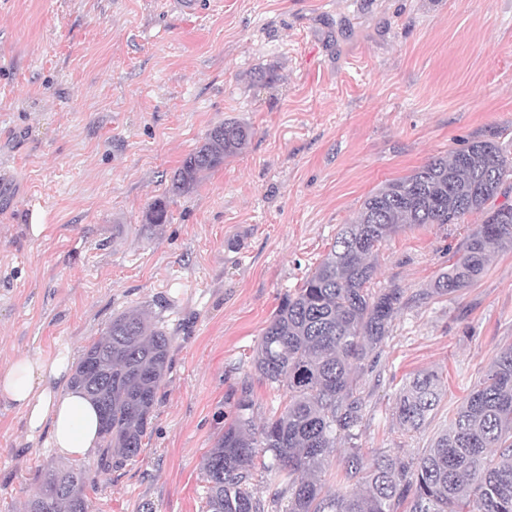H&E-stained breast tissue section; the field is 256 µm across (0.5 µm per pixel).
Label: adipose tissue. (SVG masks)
Masks as SVG:
<instances>
[{"instance_id":"adipose-tissue-1","label":"adipose tissue","mask_w":512,"mask_h":512,"mask_svg":"<svg viewBox=\"0 0 512 512\" xmlns=\"http://www.w3.org/2000/svg\"><path fill=\"white\" fill-rule=\"evenodd\" d=\"M71 350L59 346L46 357L21 354L0 367V398L20 415L28 442L56 454L82 459L98 448L99 414L73 385Z\"/></svg>"}]
</instances>
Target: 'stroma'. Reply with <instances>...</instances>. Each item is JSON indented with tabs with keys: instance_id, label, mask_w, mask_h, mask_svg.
Wrapping results in <instances>:
<instances>
[{
	"instance_id": "35a3bbf8",
	"label": "stroma",
	"mask_w": 512,
	"mask_h": 512,
	"mask_svg": "<svg viewBox=\"0 0 512 512\" xmlns=\"http://www.w3.org/2000/svg\"><path fill=\"white\" fill-rule=\"evenodd\" d=\"M228 120L248 147L172 193ZM477 140L512 153V0H0V365L83 355L132 309L171 338L140 454L82 461L102 472L90 512H201V459L242 388L259 422L283 399L252 356L284 294L370 193ZM480 221L379 247L375 285L406 303L362 376L366 450L421 454L512 345V251L454 297H419ZM421 370L444 395L404 436L393 400ZM63 462L0 399V512Z\"/></svg>"
}]
</instances>
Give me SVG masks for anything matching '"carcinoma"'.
Here are the masks:
<instances>
[{
    "label": "carcinoma",
    "mask_w": 512,
    "mask_h": 512,
    "mask_svg": "<svg viewBox=\"0 0 512 512\" xmlns=\"http://www.w3.org/2000/svg\"><path fill=\"white\" fill-rule=\"evenodd\" d=\"M250 139L249 127L237 121L214 127L174 173L173 190L190 191L201 174L242 153ZM511 179L512 157L494 142L476 141L365 198L264 328L253 367L259 380L284 389L286 401L257 426L251 393L241 392L224 433L202 457L204 512H398L403 504L405 512H512V346L495 355L418 458L369 457L359 429L360 374L377 362L403 305L401 289L370 288L379 246L407 227L458 224L481 214L456 260L422 296L460 292L482 276L492 254L512 250V204H495ZM146 220L166 223L165 202H153ZM170 345L162 327L133 309L113 317L105 336L87 347L73 383L99 408L103 456L128 461L140 453ZM440 385L439 374L428 371L402 386L392 412L403 431H417L432 418ZM338 441L349 448L340 482L351 489L333 492L322 474ZM260 473L276 485L267 500L253 493ZM98 478L80 466L51 467L31 491L26 512L88 509L86 489Z\"/></svg>",
    "instance_id": "obj_1"
}]
</instances>
